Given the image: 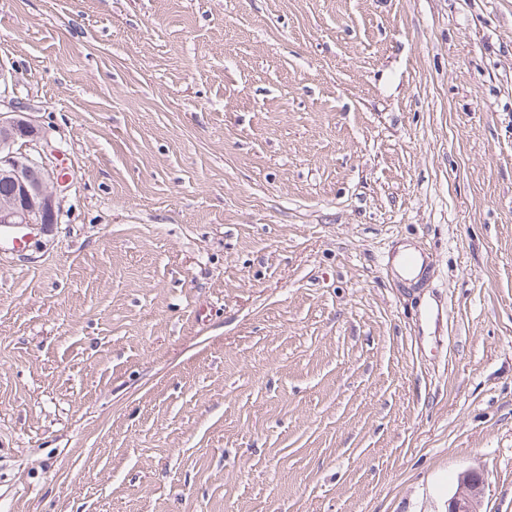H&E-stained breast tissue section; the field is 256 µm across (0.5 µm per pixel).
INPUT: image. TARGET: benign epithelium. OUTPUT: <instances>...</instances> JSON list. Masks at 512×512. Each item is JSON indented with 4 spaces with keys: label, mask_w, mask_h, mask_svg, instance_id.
Returning <instances> with one entry per match:
<instances>
[{
    "label": "benign epithelium",
    "mask_w": 512,
    "mask_h": 512,
    "mask_svg": "<svg viewBox=\"0 0 512 512\" xmlns=\"http://www.w3.org/2000/svg\"><path fill=\"white\" fill-rule=\"evenodd\" d=\"M48 154L59 158L63 150L52 144L21 103L0 111V182L12 188L0 197V231L26 227L46 232L58 223L67 173L58 164L49 166L45 161ZM483 483L477 471L461 473L448 500V512H478Z\"/></svg>",
    "instance_id": "7a95c632"
}]
</instances>
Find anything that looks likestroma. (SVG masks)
<instances>
[{"label": "stroma", "instance_id": "obj_1", "mask_svg": "<svg viewBox=\"0 0 512 512\" xmlns=\"http://www.w3.org/2000/svg\"><path fill=\"white\" fill-rule=\"evenodd\" d=\"M0 63L71 181L0 512H512V0H0ZM483 477L477 471H465L458 476L457 487L448 500V512H478L483 494Z\"/></svg>", "mask_w": 512, "mask_h": 512}]
</instances>
